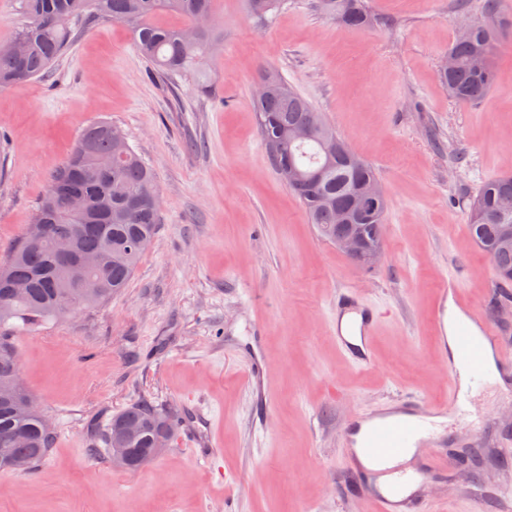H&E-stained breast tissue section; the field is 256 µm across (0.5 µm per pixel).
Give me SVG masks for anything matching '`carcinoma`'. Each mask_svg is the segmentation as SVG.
<instances>
[{"mask_svg": "<svg viewBox=\"0 0 512 512\" xmlns=\"http://www.w3.org/2000/svg\"><path fill=\"white\" fill-rule=\"evenodd\" d=\"M215 0H19L21 23L15 38L26 43V50L15 55L0 49V88L15 86L43 75L51 64L75 42V24L84 19L106 20L131 26L138 53L150 64L151 74L163 79L176 74L195 76L201 93L211 86L208 61L211 47L220 38L216 24L200 29L187 39L183 29L200 15L215 17ZM249 13L265 17L281 0H247ZM320 6L343 25L363 29L372 22L365 0H320ZM161 10L179 17L182 25L170 27L153 21ZM498 41L494 27L471 25L466 38H456L449 49L455 67L438 77L448 95L460 103H475L489 90L494 71L487 64L481 70L476 58L490 59ZM263 96L254 100L266 150L278 174L292 164L306 172L310 183L288 188L303 204L310 223L322 237L331 241L336 232L337 211L348 206L363 186L378 181L373 167L356 154L336 134V130L303 96L291 88L279 71L262 70ZM118 128L98 122L84 130L64 163L52 175L37 211L46 213L62 234L79 236V248L102 258L98 271L101 288L88 295L53 269L54 241L39 240L22 233L0 276L29 285L27 294L11 304L8 315H0V387L11 386L15 396L0 400V441L12 435L20 440L12 449V460L0 469L29 472L51 451L54 431L43 414L26 408L30 395L17 384L19 370L14 329L21 325L37 329L48 321L67 317L58 312L65 301L76 313L92 309L127 287L145 249L137 248L138 238L154 240L160 216V198L150 169L129 146L126 138L111 132ZM67 181L87 204L88 214L72 217L63 201L54 195V186ZM386 201L377 211L365 215V236L378 239L386 221ZM473 240L486 252L497 274L512 273V248L503 249L498 241L504 228H512V175L483 184L467 216ZM178 417L160 412L152 401L143 399L113 415L97 438L96 445L109 452L112 437L127 425L136 431L125 440L135 458L146 459L156 437L174 426Z\"/></svg>", "mask_w": 512, "mask_h": 512, "instance_id": "cac0c4a2", "label": "carcinoma"}]
</instances>
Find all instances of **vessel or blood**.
Returning a JSON list of instances; mask_svg holds the SVG:
<instances>
[{
  "mask_svg": "<svg viewBox=\"0 0 512 512\" xmlns=\"http://www.w3.org/2000/svg\"><path fill=\"white\" fill-rule=\"evenodd\" d=\"M461 277L440 283L438 304L433 316L440 336H452L453 347L446 352L448 362V402L432 406L421 394L407 389L395 406L369 418L355 420L346 429L344 441L359 457L358 465L344 476V487L372 512H430L428 484L448 477L455 463L445 454L447 433L428 432L434 419L453 414L457 428H465V396L460 375H467L470 388L485 384L486 347H493L500 369H512V346L500 338L493 320L461 300ZM343 325L336 330V342L351 361L360 367L374 364L373 336L378 327V310L360 299L355 291L339 293L333 308ZM430 445L433 449L422 467L409 468L399 458L411 449Z\"/></svg>",
  "mask_w": 512,
  "mask_h": 512,
  "instance_id": "vessel-or-blood-1",
  "label": "vessel or blood"
}]
</instances>
